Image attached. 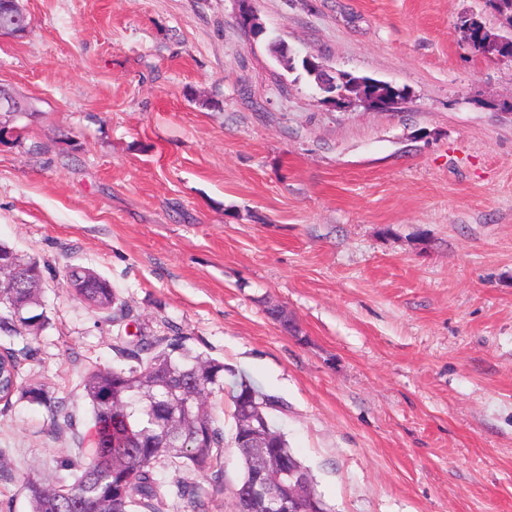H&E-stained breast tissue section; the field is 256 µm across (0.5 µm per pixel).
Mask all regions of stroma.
<instances>
[{
    "instance_id": "1",
    "label": "stroma",
    "mask_w": 512,
    "mask_h": 512,
    "mask_svg": "<svg viewBox=\"0 0 512 512\" xmlns=\"http://www.w3.org/2000/svg\"><path fill=\"white\" fill-rule=\"evenodd\" d=\"M20 4L0 242L44 266L49 323L0 347L76 422L0 401V512H29L27 469L79 448L85 371L151 336L275 397L330 512H512V61L459 30L512 35L487 0H252L255 41L238 0ZM275 40L408 97L325 102ZM70 265L129 317L70 296ZM63 282L71 295L89 307L107 316L112 313V321L123 318L125 303L116 288L98 272L82 266H70L64 272Z\"/></svg>"
}]
</instances>
